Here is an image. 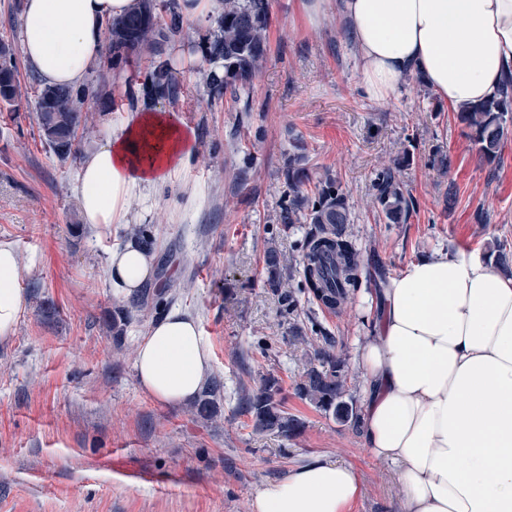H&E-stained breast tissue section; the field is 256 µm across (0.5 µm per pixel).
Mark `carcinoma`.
I'll list each match as a JSON object with an SVG mask.
<instances>
[{"instance_id": "cac0c4a2", "label": "carcinoma", "mask_w": 512, "mask_h": 512, "mask_svg": "<svg viewBox=\"0 0 512 512\" xmlns=\"http://www.w3.org/2000/svg\"><path fill=\"white\" fill-rule=\"evenodd\" d=\"M166 13L167 22L160 20ZM215 27L200 46L210 71L202 73L210 105L230 96L235 103L243 102V111H250L249 95L252 79L267 59L270 0H224V14L214 20ZM105 33L109 42L112 68L118 69L133 55H145L149 65L144 74L143 88L149 101L164 99L179 101L184 79L167 53L170 43L183 37V20L177 11V0H140L136 10L108 21ZM31 99L37 112L41 143L61 159L77 160L78 145L92 132V117L86 105L95 102L104 109L116 105L112 79L98 72L86 86H47L32 77ZM22 94L18 80V59L12 45L0 39V102L9 111H19ZM460 121L468 129L467 136L478 156L493 162L512 121V77L504 82L499 93L477 105L470 112L460 113ZM296 152L288 155L283 178L288 185V203L281 207L280 223L288 228L308 224L305 251L301 258V283L321 306L333 311L343 310L360 287L364 268L361 252L348 232L350 207L341 182L329 175L307 191L310 182L305 167L302 146L294 143ZM408 162L404 154L394 163L381 168L374 178V203L390 224H403L415 210V203L397 172ZM267 286L278 293L288 313L297 309L298 299L292 288H285L279 278L280 255L270 242L265 249ZM293 338L308 347L307 360L296 381L299 398L308 401L341 424L359 426L356 404L348 396V368L345 360L334 351L335 341L322 337V345L313 344L302 334ZM223 383L215 379L199 396L196 412L201 416L212 413ZM280 387L273 378L247 394L241 411L251 417L257 432L276 433L288 440L297 436L303 423L285 410Z\"/></svg>"}]
</instances>
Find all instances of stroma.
<instances>
[{
	"instance_id": "35a3bbf8",
	"label": "stroma",
	"mask_w": 512,
	"mask_h": 512,
	"mask_svg": "<svg viewBox=\"0 0 512 512\" xmlns=\"http://www.w3.org/2000/svg\"><path fill=\"white\" fill-rule=\"evenodd\" d=\"M270 11L251 111L229 101L210 108L206 62L194 56L186 93L166 110L195 134L189 176L201 193H166L142 222L87 227L72 193L78 164L46 150L35 113L0 118V243L17 251L26 300L12 339L0 344V512H249L261 485L314 456L357 471L351 512H398L401 488L361 432L295 393L299 320L306 334L335 337L362 402L355 341L374 326L363 300L375 284L362 283L338 313L301 292L307 227L279 221L290 141H300L313 177L341 181L351 237L368 269L388 277L436 251L492 258L498 244L512 246V129L499 160H480L457 112L418 79L388 103L367 96L335 14L313 27L298 0H270ZM404 153L399 178L416 208L407 223L389 224L373 179ZM133 238L154 254L156 282L142 305L116 296L106 271L112 248ZM270 240L281 280L299 291L293 316L266 284ZM174 306L197 318L212 375L224 383L209 417L162 404L137 382V342ZM121 310L129 321L117 341L112 317ZM268 378L304 424L294 439L255 432L237 408Z\"/></svg>"
}]
</instances>
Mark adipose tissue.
<instances>
[{"mask_svg": "<svg viewBox=\"0 0 512 512\" xmlns=\"http://www.w3.org/2000/svg\"><path fill=\"white\" fill-rule=\"evenodd\" d=\"M358 57L366 94L390 102L411 77L454 111L491 99L512 76V0H332ZM138 0H24L21 56L48 85L86 84L102 53L106 21ZM84 151L74 191L93 227L149 212L164 186L187 178L193 131L137 105ZM150 248L113 249L107 274L132 299L154 278ZM19 260L0 243V341L25 301ZM375 331L356 340L364 378L363 436L403 489L399 512H512V276L479 256L435 253L411 261L382 288ZM140 386L156 401L194 400L211 374L197 320L175 309L141 337ZM356 471L315 458L263 485L250 512H350Z\"/></svg>", "mask_w": 512, "mask_h": 512, "instance_id": "ef3b65f1", "label": "adipose tissue"}]
</instances>
